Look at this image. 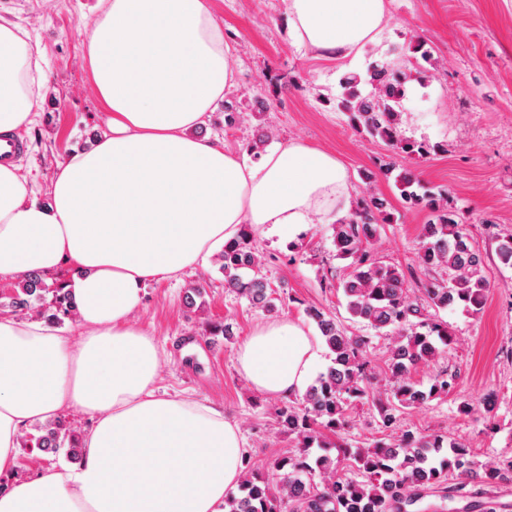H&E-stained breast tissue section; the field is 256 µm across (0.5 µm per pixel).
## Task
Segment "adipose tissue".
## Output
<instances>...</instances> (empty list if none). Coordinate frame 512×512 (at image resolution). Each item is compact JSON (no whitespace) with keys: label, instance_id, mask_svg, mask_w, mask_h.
Segmentation results:
<instances>
[{"label":"adipose tissue","instance_id":"ef3b65f1","mask_svg":"<svg viewBox=\"0 0 512 512\" xmlns=\"http://www.w3.org/2000/svg\"><path fill=\"white\" fill-rule=\"evenodd\" d=\"M385 0H288L294 41L327 60L376 42ZM109 109L95 147L73 155L36 202L0 163V275L72 270L81 336L0 316V472L24 431L73 408L93 416L78 471L51 467L0 494V512H224L246 453L223 412L157 395L160 351L132 323L148 281L205 262L241 225L295 239L350 208L331 152L291 141L259 161L195 134L236 85L224 30L206 0H106L85 45ZM45 77L28 31L0 17V136L34 121ZM240 373L276 397L302 395L319 360L302 324H258Z\"/></svg>","mask_w":512,"mask_h":512}]
</instances>
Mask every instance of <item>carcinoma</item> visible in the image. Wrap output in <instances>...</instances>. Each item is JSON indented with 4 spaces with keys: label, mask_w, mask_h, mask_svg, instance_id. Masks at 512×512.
I'll return each instance as SVG.
<instances>
[{
    "label": "carcinoma",
    "mask_w": 512,
    "mask_h": 512,
    "mask_svg": "<svg viewBox=\"0 0 512 512\" xmlns=\"http://www.w3.org/2000/svg\"><path fill=\"white\" fill-rule=\"evenodd\" d=\"M412 54L420 59L368 64L366 73L349 72L338 82L333 101L336 110L350 114L357 129L389 148L407 155L423 156L436 150L427 141L403 138L406 109L405 84L426 81L437 70L438 59L422 42ZM395 184L403 201L429 211L431 219L419 231V295H410L409 281L397 265L374 252L381 224L383 200L370 195L339 224L333 225L336 257L350 260L348 272L338 278L351 318L393 333L387 368L389 380L374 406L386 428L395 425L407 409L448 395L456 376L442 370L422 388L411 381L417 365L440 357L455 344L454 332L438 312L448 304H462L478 312L488 292L484 257L472 246L460 211L448 206V193L428 192L410 172L397 175ZM495 229L496 255L512 267V230ZM224 274V288L245 298L252 306L275 313L283 299L273 296L262 275L266 258L252 244V227L242 225L238 236L225 243L217 255ZM444 271L448 279L434 273ZM35 310L40 318L57 325L77 317L67 282L47 283L33 272L23 276L6 313L26 316ZM306 317L320 330L331 353V365L309 386L302 397L276 412L278 428L297 441L298 451L282 458L276 467L278 481L256 474L245 465L237 491L224 499V512H409L428 492L439 493L438 508L448 510V476L494 483L512 476V456L478 464L466 444L446 435L423 436L405 430L388 442L368 448H353L343 438L348 426L347 410L366 397L361 383L367 376L370 337L348 334L344 325L321 307L309 304ZM37 434L25 433L23 444L44 454L65 451L72 461L83 458L78 431L58 417L33 426ZM330 446L336 455H314L313 448ZM356 472L354 478L338 475L340 465Z\"/></svg>",
    "instance_id": "1"
}]
</instances>
